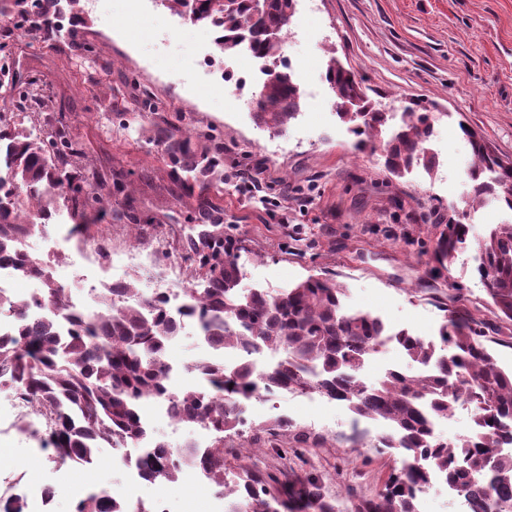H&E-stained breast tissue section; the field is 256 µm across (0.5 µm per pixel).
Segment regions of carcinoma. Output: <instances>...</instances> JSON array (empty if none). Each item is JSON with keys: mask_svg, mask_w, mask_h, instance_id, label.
Returning <instances> with one entry per match:
<instances>
[{"mask_svg": "<svg viewBox=\"0 0 512 512\" xmlns=\"http://www.w3.org/2000/svg\"><path fill=\"white\" fill-rule=\"evenodd\" d=\"M61 0H0V101L11 109V120L0 116V163L9 181L0 179V264L11 263L41 278L44 301L54 313L29 320L26 305L0 301V313L11 314L15 329L0 335V389L29 396L50 418L39 439L61 461H92L98 448L136 443L145 434L138 404L151 398H170L181 407L182 422L203 424L216 438L212 446L171 448L156 443L145 448L138 468L153 482L175 483L181 470L176 458L201 466L218 492L231 499V512H340L321 478L293 468L270 472L243 465L233 482L225 481L226 457H239L266 446L309 448L311 435L287 421L271 420L250 427L247 444L242 415L246 402L263 391L288 389L300 395H321L348 402L357 446L364 440L361 420H381L390 430L377 437L375 447L397 448L399 465L391 468L375 494L360 498L348 488L346 512H417L416 499L432 473L470 502L471 512H512V453L501 442L512 440L506 422L512 419V371L497 366L488 343L512 344V224H498L476 241V271L489 303L502 325L486 335L483 322L471 316L461 289H456L445 323L442 345L406 328L390 332L369 312L344 309V289L332 279L309 276L276 293L240 288V252L244 240L223 228V209L209 198L224 183V146L198 148L191 133L166 121L153 128L150 141L164 148L170 176L180 188L198 192V213L212 222L175 239V249L190 261L192 281L186 288L192 309L200 316L204 339L217 349L240 353L238 361L196 360L193 369L203 378L201 388L181 391L163 380L161 355L173 337L176 318L139 288L134 275L123 288H106L97 296L103 306L93 316L67 312V289L52 277L49 267L16 247L18 235L31 234L64 210L71 233L89 236L107 210L104 199L127 194L129 183L112 171H89L82 145L66 127L48 119L55 101L38 91L37 74L10 56L15 37L25 29L43 32L44 40L62 38L55 24ZM185 14L194 24L216 32V45L232 54L243 44L271 62L279 57L288 31V12L295 0H161ZM326 81L341 112L352 124L357 147L381 140L389 113L369 102L362 111L346 105L360 98L354 75L331 58ZM303 94L291 73L276 68L258 92L253 105L255 123L273 134L288 129L302 106ZM472 153L467 171L470 190L465 203L474 206L494 197L512 210V166L490 150L475 131L464 127ZM433 118L417 104L404 108L400 127L383 144L386 167L397 175L421 166L429 172L435 158L426 147ZM112 223L139 224L128 207L112 209ZM434 250L441 262L467 243L469 227L450 218L439 225ZM140 299L126 303L123 296ZM397 336L405 358L425 368L420 374L389 370L369 385L357 373L383 337ZM280 353L270 368L252 363L257 350ZM473 408L474 432L454 443L435 436L432 420L446 418L456 404ZM74 512H147L100 490L81 499Z\"/></svg>", "mask_w": 512, "mask_h": 512, "instance_id": "1", "label": "carcinoma"}]
</instances>
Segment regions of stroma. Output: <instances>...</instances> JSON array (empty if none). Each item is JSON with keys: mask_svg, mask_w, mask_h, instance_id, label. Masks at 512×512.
<instances>
[{"mask_svg": "<svg viewBox=\"0 0 512 512\" xmlns=\"http://www.w3.org/2000/svg\"><path fill=\"white\" fill-rule=\"evenodd\" d=\"M82 10L79 39L91 52L21 41L15 50L50 83L86 163L119 170L133 184L143 223L135 234L120 225L114 250L152 251L165 222L192 227L196 196L178 194L167 157L147 141L153 123L165 119L224 142V221L249 243L239 257L242 287L275 292L310 276L329 278L344 288L345 308L434 339L448 298L433 290L458 286L478 320L495 322L473 248L444 265L434 249L438 225L468 190L471 151L462 127L512 160V0H296L282 50L304 96L281 135L253 120L250 60L223 56L208 27L159 0H82ZM332 56L383 111L401 112L413 100L434 113L433 174L416 169L398 178L381 149H357L325 79ZM142 86L155 111L131 105L114 117L111 102ZM248 408L252 423L280 418L322 438L308 458L339 506L347 504L346 487L370 494L389 472L392 454L350 448L353 415L345 403L284 393ZM112 457L103 448L90 465L49 461L0 419V480L21 475L36 487L55 486L54 512H72L79 496L100 489L125 501L162 500L166 512L203 505L217 512L208 480L150 485Z\"/></svg>", "mask_w": 512, "mask_h": 512, "instance_id": "35a3bbf8", "label": "stroma"}]
</instances>
